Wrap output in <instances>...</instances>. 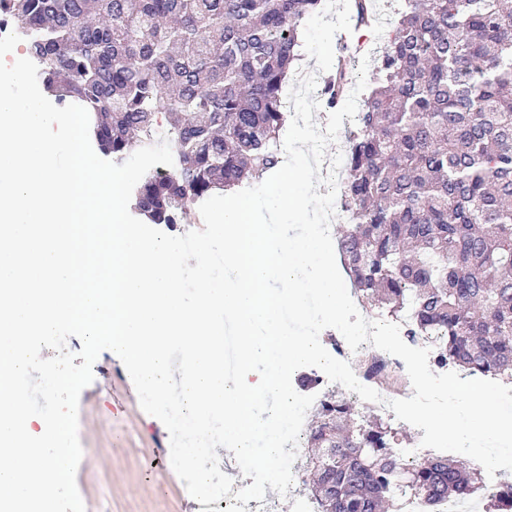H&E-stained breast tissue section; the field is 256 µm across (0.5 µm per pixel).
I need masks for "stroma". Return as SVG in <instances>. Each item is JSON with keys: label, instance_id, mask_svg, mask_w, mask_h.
Here are the masks:
<instances>
[{"label": "stroma", "instance_id": "35a3bbf8", "mask_svg": "<svg viewBox=\"0 0 512 512\" xmlns=\"http://www.w3.org/2000/svg\"><path fill=\"white\" fill-rule=\"evenodd\" d=\"M335 11L306 18L299 53L301 72L325 75L324 59L348 46L354 61L375 56L393 25V0H375L379 22L369 39L355 41L352 28L337 22L349 0H332ZM94 379L78 402V436L83 454L76 485L85 512H199L170 464V438L157 418L146 414L120 358L106 350L93 365Z\"/></svg>", "mask_w": 512, "mask_h": 512}]
</instances>
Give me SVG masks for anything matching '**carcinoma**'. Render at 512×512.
<instances>
[{
    "mask_svg": "<svg viewBox=\"0 0 512 512\" xmlns=\"http://www.w3.org/2000/svg\"><path fill=\"white\" fill-rule=\"evenodd\" d=\"M322 0H0L44 90L87 109L99 149L120 164L156 143L174 165L134 188L149 224H180L199 202L280 163L282 88L299 25ZM360 27L372 0H350ZM349 66L325 88L335 108ZM350 138L338 240L356 290L440 367L512 380V0H404ZM303 490L314 512L437 509L482 488L471 463L405 468L392 428L355 421L334 393L315 408ZM512 512V484L493 499Z\"/></svg>",
    "mask_w": 512,
    "mask_h": 512,
    "instance_id": "cac0c4a2",
    "label": "carcinoma"
}]
</instances>
